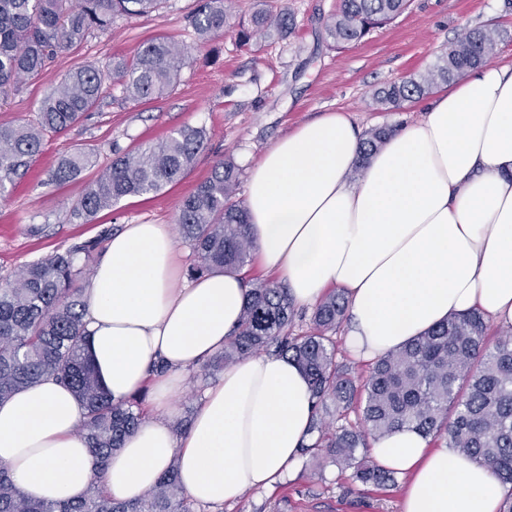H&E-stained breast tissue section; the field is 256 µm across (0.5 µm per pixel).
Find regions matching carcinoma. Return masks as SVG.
Returning <instances> with one entry per match:
<instances>
[{
  "label": "carcinoma",
  "mask_w": 512,
  "mask_h": 512,
  "mask_svg": "<svg viewBox=\"0 0 512 512\" xmlns=\"http://www.w3.org/2000/svg\"><path fill=\"white\" fill-rule=\"evenodd\" d=\"M163 0H0V93L39 75L51 56L81 44L94 30L103 31L114 19L157 10ZM407 0H340L326 29L338 45L361 41L372 29L394 19ZM202 41L230 26L226 0H202L191 17ZM295 29L287 9L276 13L257 8L241 26L242 44L284 39ZM500 40L495 28L466 29L419 75H409L374 91V103L384 109L417 102L441 83L491 57ZM189 59L178 43L156 37L130 59L119 58L105 73L93 65L71 70L39 108L36 123L0 126V194L30 169L48 134L61 133L98 104L107 75L134 101L163 97L174 86ZM392 130L375 128L362 138L361 164L380 149ZM205 129L184 126L156 143L134 151L114 150L110 164L89 184L72 208V216L88 221L121 200L147 196L172 184L195 162L203 149ZM93 153L79 151L61 158L51 173L59 185L76 179L93 166ZM240 169L228 158L186 196L176 218L177 230L197 263L190 273L240 271L250 261L253 242L246 206L235 200ZM101 238L76 243L20 267L0 281V402L19 390L53 376L76 393L83 409L79 431L88 441L95 468H102L124 439L148 419L142 400L133 396L115 402L97 377L87 354L88 334L81 282L91 274ZM250 297L237 330L224 350L199 366L207 380L224 366L270 347L295 361L305 374L315 400L310 442L301 454L322 453L340 469L352 470L362 484L395 483V473L359 454L374 440L397 430H415L425 437L446 436L448 448L490 468L503 484L512 486V336L490 347L484 317L471 312L450 316L372 366L359 383L351 369L337 361L332 335L343 322L348 300L338 291L315 306L310 330L292 334L295 313L286 288L276 282L249 283ZM361 411L365 430H335L322 418ZM178 464L172 463L158 482L135 501H116L91 485L76 500H33L0 463V512H192L180 484Z\"/></svg>",
  "instance_id": "carcinoma-1"
}]
</instances>
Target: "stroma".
I'll return each instance as SVG.
<instances>
[{
  "label": "stroma",
  "instance_id": "obj_1",
  "mask_svg": "<svg viewBox=\"0 0 512 512\" xmlns=\"http://www.w3.org/2000/svg\"><path fill=\"white\" fill-rule=\"evenodd\" d=\"M260 0H229L231 29L200 41L189 23L199 0H166L146 15L117 18L110 30L91 34L80 46L58 52L46 69L0 96V125L32 123L44 98L75 67H112L114 57H131L144 42L164 35L189 52L172 90L148 103L126 100L113 82L104 85L98 107L68 130L47 135L27 176L0 199V279L46 254L97 238L126 224H175L182 199L206 180L214 165L233 158L249 171L280 137L331 111L348 114L360 131L400 128L422 119V103L381 109L374 90L425 72L440 50L463 28L492 27L503 38L493 62L512 60V0H409L395 19L361 42L334 47L326 22L340 0H267L290 11L294 32L245 46L235 24L248 20ZM185 125L203 127L208 139L184 176L153 197H131L100 212L88 224L70 216L86 178L64 186L50 180L58 161L79 150L93 151L98 168L113 147L132 151L164 139ZM405 477L391 486L353 481L336 466L300 458L295 475L271 490L252 489L232 505L204 512H401Z\"/></svg>",
  "mask_w": 512,
  "mask_h": 512
}]
</instances>
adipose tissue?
<instances>
[{
  "mask_svg": "<svg viewBox=\"0 0 512 512\" xmlns=\"http://www.w3.org/2000/svg\"><path fill=\"white\" fill-rule=\"evenodd\" d=\"M426 112L363 167L360 131L336 111L278 139L249 170L246 208L263 267L299 304L342 290L347 344L366 361L451 315L476 310L512 326V63L463 71ZM83 294L89 356L116 401L147 385L157 401L174 395L185 372L223 349L247 302L241 273L181 277L166 224L113 234ZM160 359L167 369L157 374ZM82 416L73 391L52 378L0 404V461L26 495L87 490L96 476ZM313 416L298 366L253 355L205 390L187 431L156 414L98 477L109 497L131 501L175 461L191 499L234 504L296 467ZM372 454L409 475L402 512H501L512 491L414 431L376 440Z\"/></svg>",
  "mask_w": 512,
  "mask_h": 512,
  "instance_id": "obj_1",
  "label": "adipose tissue"
}]
</instances>
